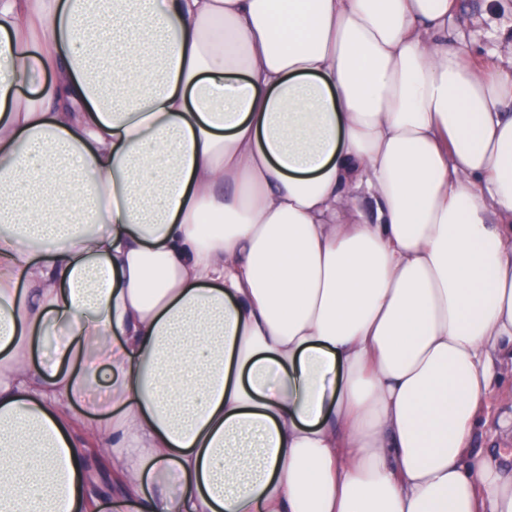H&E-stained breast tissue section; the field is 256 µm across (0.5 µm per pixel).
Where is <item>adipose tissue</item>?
<instances>
[{
  "mask_svg": "<svg viewBox=\"0 0 512 512\" xmlns=\"http://www.w3.org/2000/svg\"><path fill=\"white\" fill-rule=\"evenodd\" d=\"M456 10L0 0V512L90 508L81 428L128 512H512V79ZM487 415L484 416L471 437L470 449L473 453L492 454L501 466L510 470L512 468V442L511 438L504 440L496 435L498 419L501 416L512 414V387L511 377H505L501 386L488 396Z\"/></svg>",
  "mask_w": 512,
  "mask_h": 512,
  "instance_id": "ef3b65f1",
  "label": "adipose tissue"
}]
</instances>
